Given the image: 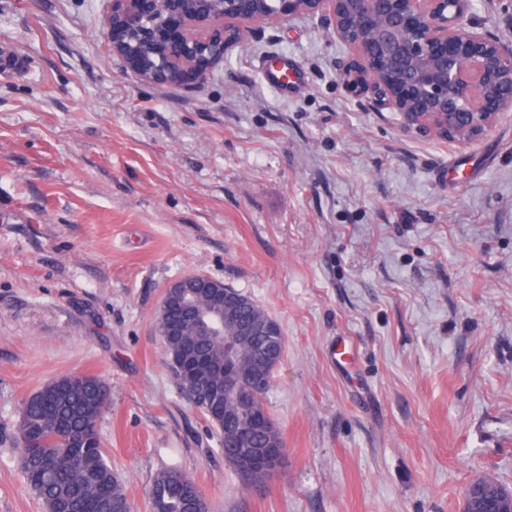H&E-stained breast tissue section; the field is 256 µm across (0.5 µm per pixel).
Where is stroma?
Instances as JSON below:
<instances>
[{"label": "stroma", "mask_w": 512, "mask_h": 512, "mask_svg": "<svg viewBox=\"0 0 512 512\" xmlns=\"http://www.w3.org/2000/svg\"><path fill=\"white\" fill-rule=\"evenodd\" d=\"M111 7L0 0V512H44L15 431L62 375L108 385L98 433L133 512L167 469L210 512H463L480 477L512 489V112L465 146L403 132L311 18L257 27L195 84L147 83ZM472 12L512 41V0ZM282 52L307 75L287 99L256 65ZM194 273L284 338L285 460L259 492L156 333Z\"/></svg>", "instance_id": "obj_1"}]
</instances>
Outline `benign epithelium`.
Listing matches in <instances>:
<instances>
[{
    "label": "benign epithelium",
    "instance_id": "benign-epithelium-1",
    "mask_svg": "<svg viewBox=\"0 0 512 512\" xmlns=\"http://www.w3.org/2000/svg\"><path fill=\"white\" fill-rule=\"evenodd\" d=\"M112 0L107 27L112 52L149 83L188 84L224 59L202 50L219 41L224 51L244 44L254 27L312 17L347 51L343 76L365 93L375 111L399 116L403 130L467 145L486 134L505 112H512V45L476 26L469 0H273L274 12H255L252 0H224V11L211 0ZM181 21L182 37L168 38L171 17ZM145 43L160 42L157 58L128 52L131 34ZM219 281L192 274L169 283L162 295L156 326L172 299L197 304L202 290L220 291ZM206 332L224 337V391L241 386L233 363L239 337L224 335V318L207 322Z\"/></svg>",
    "mask_w": 512,
    "mask_h": 512
}]
</instances>
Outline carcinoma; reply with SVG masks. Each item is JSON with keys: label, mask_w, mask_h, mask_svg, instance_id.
Here are the masks:
<instances>
[{"label": "carcinoma", "mask_w": 512, "mask_h": 512, "mask_svg": "<svg viewBox=\"0 0 512 512\" xmlns=\"http://www.w3.org/2000/svg\"><path fill=\"white\" fill-rule=\"evenodd\" d=\"M227 292L238 298L240 319L265 315L253 300L234 288ZM172 319L184 335L174 337L165 349L167 358L180 359L190 348L216 363L224 362V339L194 334V317L175 313ZM283 354L282 333L267 329L241 348L237 357L246 372L248 390L239 396H224V379L216 376V391L202 409L203 415L220 433L224 461L235 471L246 466L243 449L235 446L233 434L224 430V407L229 420L249 419V447L270 453L284 451L280 433L273 425L259 424L271 419L267 395L273 379V362L252 358L253 348ZM109 398L105 382L94 376L66 375L44 384L27 398L21 408L17 438L22 441L20 467L30 487L41 500L44 512H128L130 503L122 482L106 460L97 432L98 421ZM151 512H208V503L194 479L178 469L163 470L154 477L150 492Z\"/></svg>", "instance_id": "obj_1"}]
</instances>
